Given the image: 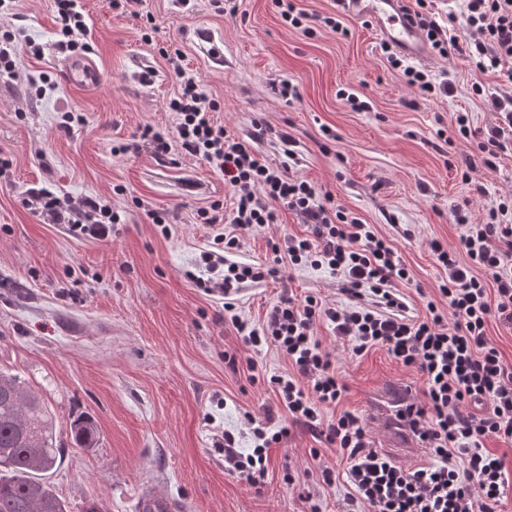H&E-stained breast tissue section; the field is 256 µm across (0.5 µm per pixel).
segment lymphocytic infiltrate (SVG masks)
Listing matches in <instances>:
<instances>
[{"mask_svg": "<svg viewBox=\"0 0 512 512\" xmlns=\"http://www.w3.org/2000/svg\"><path fill=\"white\" fill-rule=\"evenodd\" d=\"M433 8L434 0H415L412 15L440 55L466 48L472 66L491 74L512 62V0H466L470 37L463 44L449 37ZM55 10L59 50H88L82 0H55ZM171 64L178 91L167 107L175 112L176 125L168 132L147 125L139 137L152 144L157 156L176 147L223 172L232 194L230 213L217 203L197 212L199 223L210 230L209 246L201 253L209 276L198 280V287L223 296L225 311L232 313L231 297L242 284L310 265L336 276L346 297L338 306L314 295L285 292L260 324L232 318L238 337L254 355L275 348L293 371L269 378L286 421H275L268 410L247 415L253 448L240 451L233 432L214 431L212 445L223 451L225 471L250 487L263 486L269 450L287 437L294 423L336 444L353 491L350 512H502L512 474L485 442L512 445V365L489 342L486 328L492 320L512 327V202H499L478 223L468 208L453 209V221L462 229L460 250L436 240L430 244L445 273L439 286L445 303L427 301L424 316H411L397 288L408 271L392 243L372 225L329 205L307 181L288 177L285 166L261 159L255 143L265 128L241 136L215 123L217 104L201 91L196 74L183 66L181 57H172ZM471 90L473 97L490 100L498 119L481 130L471 126L467 113L456 117V134L470 148L467 170L476 173L496 169L501 155L512 152V96L488 93L479 83ZM277 201L300 216L306 234L289 236L283 247L271 243V263L232 260L242 235L277 223ZM27 203L75 237L109 239L120 221L100 197L58 196L33 188ZM461 250L467 263L457 257ZM322 323L351 342L354 355L382 347L422 373L421 400L406 404L398 418L426 448L427 464L408 470L395 465L376 448L359 415L345 412L324 419V408L336 405L346 386L332 352L317 335Z\"/></svg>", "mask_w": 512, "mask_h": 512, "instance_id": "1", "label": "lymphocytic infiltrate"}]
</instances>
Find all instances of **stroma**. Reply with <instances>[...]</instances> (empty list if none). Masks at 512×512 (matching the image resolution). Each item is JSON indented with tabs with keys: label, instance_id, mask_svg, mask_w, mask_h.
I'll list each match as a JSON object with an SVG mask.
<instances>
[{
	"label": "stroma",
	"instance_id": "35a3bbf8",
	"mask_svg": "<svg viewBox=\"0 0 512 512\" xmlns=\"http://www.w3.org/2000/svg\"><path fill=\"white\" fill-rule=\"evenodd\" d=\"M87 40L100 61V89L68 84L58 63L53 0H15L0 28L19 31L40 45V56L21 50L18 75L0 77V155L11 162L0 175V367L19 371L52 405L58 432L86 412L100 430L94 452L67 451L50 481L81 512L90 500L102 512H135L148 487L176 499L186 512H303L305 505L285 480L311 479L316 462L343 470L335 445L301 425L270 450L268 476L251 488L224 470V455L212 446L213 425L243 435L245 413L269 406L285 419L269 386L251 383L246 366L229 368L225 352L257 357L268 373L290 370L275 349L251 354L225 318L222 297L206 294L196 280L206 271L199 254L208 238L199 208L228 202L223 174L195 158L172 153L164 159L138 140L141 127L173 129L166 101L176 78L159 49H179L202 91L217 101L218 124L247 135L254 121L269 128L256 144L274 165L309 182L392 240L409 273L399 282L417 314L426 299H439L442 270L430 250L437 240L457 249L461 229L453 208L467 204L482 217L500 199H512V154L497 169L479 172L487 189L479 195L462 172L466 148L454 133L458 113L485 128L496 114L471 95L472 83L512 94L503 75L473 70L468 57L451 51L432 55L423 68L453 80L452 96H423L390 68L381 39L364 22L344 17L347 35L328 28L308 37L289 27L275 0H240L235 14L196 0L192 11L171 0H142L149 19L112 10L109 0H84ZM156 25L145 42L147 23ZM152 71L150 84L140 76ZM47 76L52 88L29 98V79ZM296 86L290 100L281 82ZM369 102L354 111L346 93ZM80 112L83 125L65 131L60 113ZM295 138V158L286 161L279 134ZM131 144L128 153L112 148ZM110 200L120 216L111 240L71 236L63 225L25 202L31 188ZM165 210L175 218L171 236L146 215ZM278 225L244 236L237 258L262 261L267 236L305 231L295 213L279 207ZM315 294L333 303L341 295L335 277L309 266L262 284L247 283L236 295L241 319L261 322L283 289ZM317 334L336 358L347 387L335 418L347 410L362 415L376 445L384 429L369 409L378 390L404 386L419 399L423 377L385 349L363 355L320 325ZM318 449L312 459L310 449Z\"/></svg>",
	"mask_w": 512,
	"mask_h": 512
}]
</instances>
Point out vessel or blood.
Returning <instances> with one entry per match:
<instances>
[{"label": "vessel or blood", "instance_id": "1", "mask_svg": "<svg viewBox=\"0 0 512 512\" xmlns=\"http://www.w3.org/2000/svg\"><path fill=\"white\" fill-rule=\"evenodd\" d=\"M348 15L369 23L381 40L396 48L407 58L425 61L430 47L423 31L412 22L406 0H337ZM62 71L67 82L75 87L90 89L100 85L102 70L91 55L66 58ZM407 401L402 390H383L372 400L373 408L382 418L392 417ZM137 512H177L171 498L148 489L142 491L136 504Z\"/></svg>", "mask_w": 512, "mask_h": 512}]
</instances>
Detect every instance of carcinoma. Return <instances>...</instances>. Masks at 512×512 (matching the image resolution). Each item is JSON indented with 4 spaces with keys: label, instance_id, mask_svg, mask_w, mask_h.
<instances>
[{
    "label": "carcinoma",
    "instance_id": "cac0c4a2",
    "mask_svg": "<svg viewBox=\"0 0 512 512\" xmlns=\"http://www.w3.org/2000/svg\"><path fill=\"white\" fill-rule=\"evenodd\" d=\"M99 445L97 424L85 416L71 421L61 439L44 396L20 373L0 369V512H71L50 477L66 449Z\"/></svg>",
    "mask_w": 512,
    "mask_h": 512
}]
</instances>
